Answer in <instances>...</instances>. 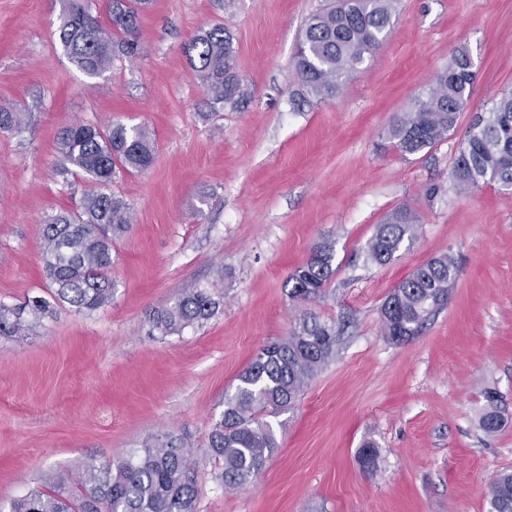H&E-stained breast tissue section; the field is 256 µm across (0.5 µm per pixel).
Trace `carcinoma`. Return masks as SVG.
<instances>
[{"label":"carcinoma","mask_w":512,"mask_h":512,"mask_svg":"<svg viewBox=\"0 0 512 512\" xmlns=\"http://www.w3.org/2000/svg\"><path fill=\"white\" fill-rule=\"evenodd\" d=\"M398 0H336L312 14L299 43L294 65L297 88L290 102L296 107L339 96L351 75L382 44L397 15ZM147 0H112L110 25L92 15V0H69L57 36L69 59L84 73L96 76L114 61L138 52L139 17ZM190 64L217 112L240 110L251 91L237 70V47L221 23L200 32L187 48ZM475 80L467 48L455 50L448 65L403 112L396 113L387 134L403 155L431 148L455 130L467 109ZM22 112L0 108V129H19ZM56 172L68 180L72 170L86 174L91 187L76 212L49 217L42 231V261L56 302L89 314L112 302V241L132 224V210L110 186L122 169L141 171L153 161V144L141 127L114 122L102 128L75 122L57 137ZM450 177L460 192L487 183L512 190V91L492 97L477 112L461 142ZM419 215L401 206L386 216L368 240L367 259L390 263L404 244L417 239ZM331 242L314 247L309 259L286 280L288 298L297 306L318 298L335 273ZM457 266L448 255L434 258L405 277L383 302L382 334L392 344L418 335L448 300ZM224 273L206 285L187 288L154 311L152 327L162 337L180 335L201 326L224 303ZM52 301V302H54ZM52 302L35 297L22 305L0 302V336L22 337L33 323L52 315ZM340 327L316 312L301 310L288 336L263 346L238 378L235 391L224 398L221 419L211 428L207 448L217 467V481L229 490L243 489L260 475L277 448L271 419L295 408L308 384L335 356ZM477 427L497 433L508 421L499 393H482ZM362 467L374 471L378 448L366 442L359 450ZM193 450L174 441L157 440L143 453L119 461H90L78 475L67 476L42 491L24 496L10 512H197ZM492 512H512V472L495 475L487 487Z\"/></svg>","instance_id":"obj_1"}]
</instances>
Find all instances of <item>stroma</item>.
<instances>
[{
    "mask_svg": "<svg viewBox=\"0 0 512 512\" xmlns=\"http://www.w3.org/2000/svg\"><path fill=\"white\" fill-rule=\"evenodd\" d=\"M324 0H149L139 54L98 76L53 36L68 0H0V107L26 113L0 130V302L50 297L47 216L75 209L87 178L55 171L72 121L148 129L153 164L111 190L134 212L112 246L111 305L56 304L22 338L0 336V512L94 458L120 460L160 436L195 451L198 512H487L486 490L512 469V422L476 426L484 388L512 410V192H458L453 161L473 113L512 89V0H400L381 46L334 100L293 111V59ZM220 23L235 37L247 107L211 112L188 44ZM476 79L447 139L403 155L386 136L451 52ZM443 192L428 200L430 185ZM417 241L389 264L365 246L400 206ZM336 273L314 310L343 324L335 358L276 429L278 448L247 488L225 491L206 458L211 427L239 373L298 313L284 283L325 239ZM452 256L444 309L400 345L380 308L415 268ZM224 278V304L198 328L161 337L150 317L183 289ZM374 442L375 471L358 450Z\"/></svg>",
    "mask_w": 512,
    "mask_h": 512,
    "instance_id": "35a3bbf8",
    "label": "stroma"
}]
</instances>
